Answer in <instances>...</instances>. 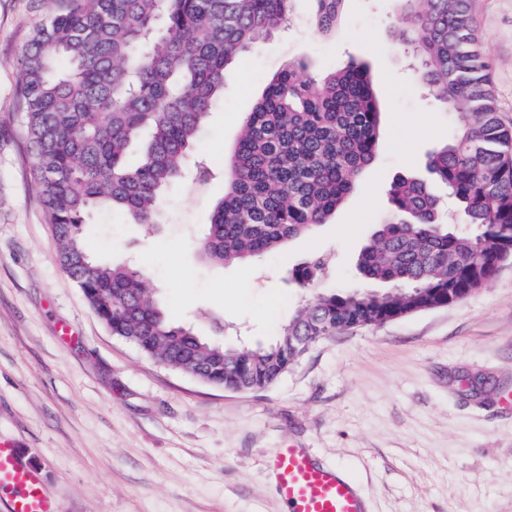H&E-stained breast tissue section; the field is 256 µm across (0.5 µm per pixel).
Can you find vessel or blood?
Returning a JSON list of instances; mask_svg holds the SVG:
<instances>
[{
  "label": "vessel or blood",
  "mask_w": 512,
  "mask_h": 512,
  "mask_svg": "<svg viewBox=\"0 0 512 512\" xmlns=\"http://www.w3.org/2000/svg\"><path fill=\"white\" fill-rule=\"evenodd\" d=\"M288 512H365L354 483L319 465L303 448H281L269 461ZM12 492L11 512H55L39 473L0 440V490Z\"/></svg>",
  "instance_id": "vessel-or-blood-1"
}]
</instances>
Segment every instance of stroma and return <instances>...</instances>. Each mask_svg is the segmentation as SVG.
Returning a JSON list of instances; mask_svg holds the SVG:
<instances>
[{
  "mask_svg": "<svg viewBox=\"0 0 512 512\" xmlns=\"http://www.w3.org/2000/svg\"><path fill=\"white\" fill-rule=\"evenodd\" d=\"M47 0H0V438L40 470L59 512H284L268 457L311 450L356 483L367 512H512V261L458 304L344 330L264 389L231 391L160 365L113 336L62 268L19 110L17 61ZM512 127V0H471ZM297 0L286 30L246 53L212 108L205 188L174 183L156 226L95 210L93 255L139 267L171 319L225 345H266L316 294L362 286L360 249L388 189L422 173L453 130L388 39L390 0H347L331 37ZM323 74L368 60L382 105L376 159L329 223L224 268L196 242L224 194L219 170L248 112L286 62ZM329 258L307 288L291 278Z\"/></svg>",
  "mask_w": 512,
  "mask_h": 512,
  "instance_id": "obj_1",
  "label": "stroma"
}]
</instances>
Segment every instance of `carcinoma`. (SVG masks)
<instances>
[{"label":"carcinoma","instance_id":"carcinoma-1","mask_svg":"<svg viewBox=\"0 0 512 512\" xmlns=\"http://www.w3.org/2000/svg\"><path fill=\"white\" fill-rule=\"evenodd\" d=\"M293 0H66L37 20L18 59L31 167L60 264L112 335L210 384H273L342 327L432 309L475 292L512 256V128L497 115L490 64L470 0H391L393 41L419 65L417 82L455 116L452 135L426 155V175L396 176L390 212L361 250L363 278L392 289L322 293L267 346L227 347L176 325L143 273L92 259L83 230L93 210L154 224L174 182L205 183L195 157L216 98L241 56L287 23ZM331 35L345 0H312ZM381 108L370 68L351 60L324 76L291 61L267 83L224 153V196L198 239L221 266L275 252L327 223L374 161ZM446 186L462 223L444 217L430 180ZM327 267L314 253L295 269L309 286Z\"/></svg>","mask_w":512,"mask_h":512}]
</instances>
